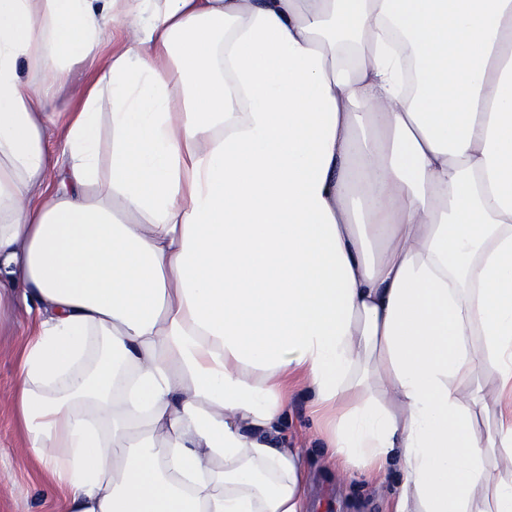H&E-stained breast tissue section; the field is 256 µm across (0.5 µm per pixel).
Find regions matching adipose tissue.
<instances>
[{"label":"adipose tissue","instance_id":"obj_1","mask_svg":"<svg viewBox=\"0 0 512 512\" xmlns=\"http://www.w3.org/2000/svg\"><path fill=\"white\" fill-rule=\"evenodd\" d=\"M15 296L14 410L62 512H305L293 380L328 467L397 465L395 512H512L485 468L512 470V0H0ZM88 77L86 67H75L68 83L59 89L52 110L49 112H67L70 107L71 88L75 83L83 82ZM478 387L482 389L483 393L495 389L496 379L494 375L486 369L478 370L473 375L471 382L462 391L463 401L472 404V397Z\"/></svg>","mask_w":512,"mask_h":512}]
</instances>
